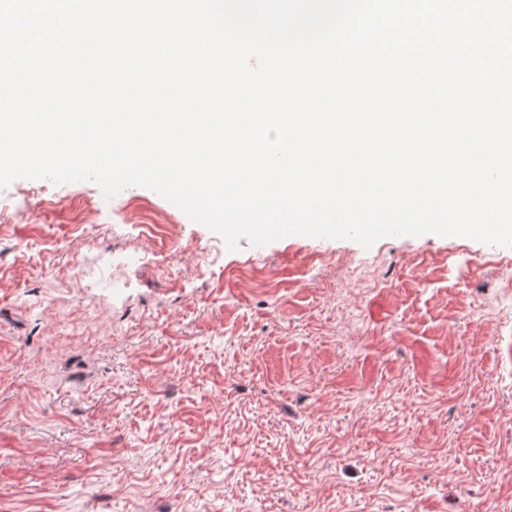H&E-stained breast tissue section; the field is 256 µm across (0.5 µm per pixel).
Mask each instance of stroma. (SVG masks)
<instances>
[{
	"mask_svg": "<svg viewBox=\"0 0 512 512\" xmlns=\"http://www.w3.org/2000/svg\"><path fill=\"white\" fill-rule=\"evenodd\" d=\"M0 210V512H512V247Z\"/></svg>",
	"mask_w": 512,
	"mask_h": 512,
	"instance_id": "stroma-1",
	"label": "stroma"
}]
</instances>
